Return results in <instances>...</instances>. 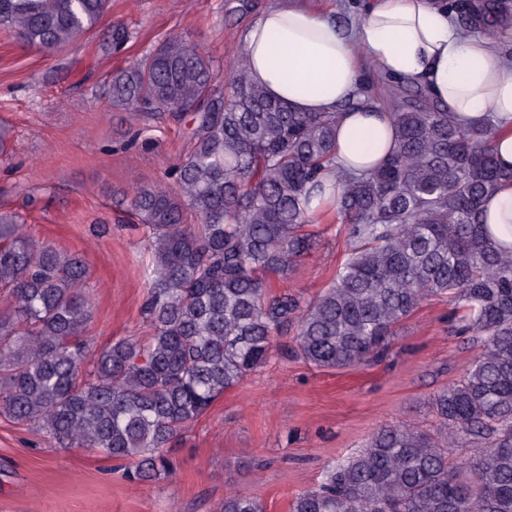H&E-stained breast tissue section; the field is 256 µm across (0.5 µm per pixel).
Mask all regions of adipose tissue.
Returning <instances> with one entry per match:
<instances>
[{
	"instance_id": "1",
	"label": "adipose tissue",
	"mask_w": 512,
	"mask_h": 512,
	"mask_svg": "<svg viewBox=\"0 0 512 512\" xmlns=\"http://www.w3.org/2000/svg\"><path fill=\"white\" fill-rule=\"evenodd\" d=\"M361 22L343 30L299 0H275L247 30L254 82L298 112H346L336 125L340 167L370 170L396 147L387 110L363 102L372 76L426 86L462 125L492 122L494 148L512 170V64L497 44L461 28L445 0H361Z\"/></svg>"
}]
</instances>
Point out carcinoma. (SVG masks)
Listing matches in <instances>:
<instances>
[{
	"label": "carcinoma",
	"instance_id": "obj_1",
	"mask_svg": "<svg viewBox=\"0 0 512 512\" xmlns=\"http://www.w3.org/2000/svg\"><path fill=\"white\" fill-rule=\"evenodd\" d=\"M497 5L448 3L465 27ZM108 0H0V28L53 54L97 28ZM127 28L97 44L119 55ZM108 100L143 124L188 115V151L164 187L121 202L148 242L146 336L101 349L83 261L36 242L0 212V415L33 424L61 448L122 462L131 481L169 472L168 449L227 390L273 356L278 337L320 369L379 356L424 301L448 299L455 331L481 351L431 398L434 432L381 426L328 467L291 512H512V244L483 223L482 203L511 179L494 130L463 127L418 86L394 102L396 149L367 173L336 162L337 112H295L254 83L244 62L215 69L198 44L169 37L111 73ZM333 201L312 206L326 176ZM333 211L349 256L315 299L276 289L317 243ZM218 512H263L254 496Z\"/></svg>",
	"mask_w": 512,
	"mask_h": 512
}]
</instances>
